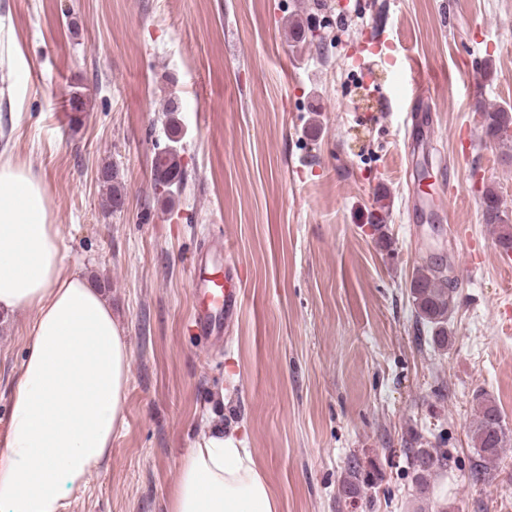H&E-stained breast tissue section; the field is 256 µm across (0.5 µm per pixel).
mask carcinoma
Instances as JSON below:
<instances>
[{"mask_svg": "<svg viewBox=\"0 0 512 512\" xmlns=\"http://www.w3.org/2000/svg\"><path fill=\"white\" fill-rule=\"evenodd\" d=\"M165 112L168 115V137L177 139L180 134L177 102L168 101ZM481 126L484 137L503 144L512 140V133L503 130L512 127V107H499L481 113ZM153 176L155 185L163 188L168 196H173V187L183 181L184 170L180 152L167 151L154 155ZM115 173L110 168L102 170L101 180L106 187L107 201L117 203L124 194L114 184ZM483 217L487 224L499 225L497 242L502 250H512V226L504 219L505 213L494 190L488 188L482 196ZM454 281L448 278L442 265H423L416 269L411 283L410 295L414 305L416 320L428 327L433 346H448V314L454 302ZM471 442L480 463L476 464L472 475L479 480L487 475L488 464L496 461L507 447V438L499 412L495 405L485 401L480 403L477 418L471 430ZM410 468L415 474L420 493H425L430 480L447 470L450 456L436 448L408 449ZM369 477L360 463L349 461L347 476L341 484V490L354 496L359 495L362 486L368 484Z\"/></svg>", "mask_w": 512, "mask_h": 512, "instance_id": "cac0c4a2", "label": "carcinoma"}]
</instances>
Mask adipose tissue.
I'll use <instances>...</instances> for the list:
<instances>
[{
    "label": "adipose tissue",
    "mask_w": 512,
    "mask_h": 512,
    "mask_svg": "<svg viewBox=\"0 0 512 512\" xmlns=\"http://www.w3.org/2000/svg\"><path fill=\"white\" fill-rule=\"evenodd\" d=\"M33 311L0 437V512H67L125 423L132 355L103 290L65 270L47 190L0 156V311ZM167 512H280L244 438L210 427L179 462Z\"/></svg>",
    "instance_id": "1"
}]
</instances>
